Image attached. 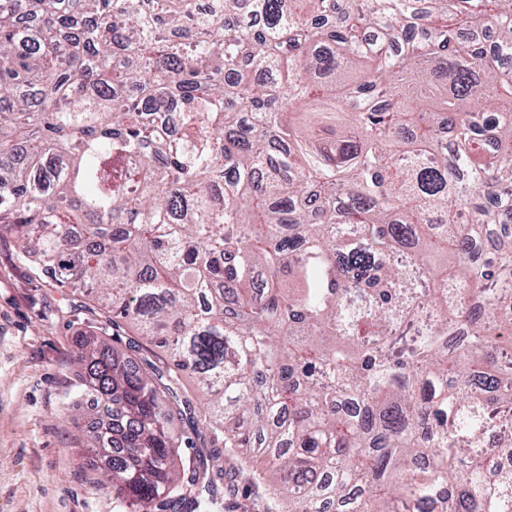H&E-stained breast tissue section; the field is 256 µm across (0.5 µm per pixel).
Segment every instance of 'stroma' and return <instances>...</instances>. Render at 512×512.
<instances>
[{"label": "stroma", "mask_w": 512, "mask_h": 512, "mask_svg": "<svg viewBox=\"0 0 512 512\" xmlns=\"http://www.w3.org/2000/svg\"><path fill=\"white\" fill-rule=\"evenodd\" d=\"M0 236V512H125L99 486L100 461L82 435L107 418L94 406L67 416L78 381L74 339L85 315L66 311Z\"/></svg>", "instance_id": "stroma-1"}]
</instances>
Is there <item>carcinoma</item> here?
<instances>
[{
	"label": "carcinoma",
	"mask_w": 512,
	"mask_h": 512,
	"mask_svg": "<svg viewBox=\"0 0 512 512\" xmlns=\"http://www.w3.org/2000/svg\"><path fill=\"white\" fill-rule=\"evenodd\" d=\"M2 230L126 512H512V0H0Z\"/></svg>",
	"instance_id": "1"
}]
</instances>
